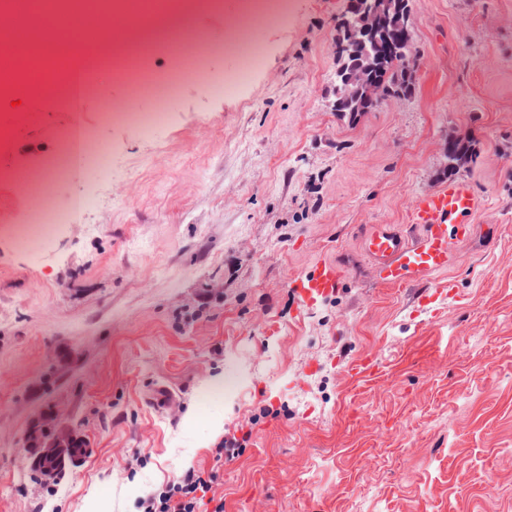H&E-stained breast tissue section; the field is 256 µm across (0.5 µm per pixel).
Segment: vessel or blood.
Returning a JSON list of instances; mask_svg holds the SVG:
<instances>
[{
	"label": "vessel or blood",
	"instance_id": "b4317fda",
	"mask_svg": "<svg viewBox=\"0 0 512 512\" xmlns=\"http://www.w3.org/2000/svg\"><path fill=\"white\" fill-rule=\"evenodd\" d=\"M481 201L471 183L453 179L435 191L418 195L408 225L371 224L362 235V247L380 285H417V299L429 298L422 282L429 275L447 270L454 247L470 240L476 227L472 217ZM343 273L333 262L321 263L317 272L295 278L304 303L334 294Z\"/></svg>",
	"mask_w": 512,
	"mask_h": 512
}]
</instances>
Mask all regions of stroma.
<instances>
[{
	"instance_id": "obj_1",
	"label": "stroma",
	"mask_w": 512,
	"mask_h": 512,
	"mask_svg": "<svg viewBox=\"0 0 512 512\" xmlns=\"http://www.w3.org/2000/svg\"><path fill=\"white\" fill-rule=\"evenodd\" d=\"M222 2L63 45L105 181L39 173L69 96L33 83L0 100L17 121L0 165L31 185L0 180V512H142L188 467L218 474L198 512H512V0H412L415 91L353 124L326 98L346 0L253 23L246 0ZM241 21L262 48L245 75L227 44ZM113 103L165 119L118 126ZM452 136L473 144L463 177L486 208L426 304L376 282L360 236L447 182ZM89 192L40 255L3 228ZM324 261L341 288L299 309L291 280ZM364 355L378 371L349 378ZM50 409L89 448L57 483L28 464ZM228 435L239 454L216 461Z\"/></svg>"
}]
</instances>
